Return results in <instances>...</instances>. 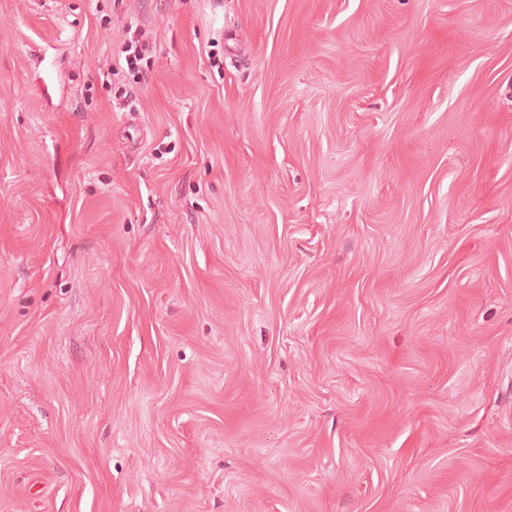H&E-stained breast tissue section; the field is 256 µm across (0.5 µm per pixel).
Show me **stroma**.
Listing matches in <instances>:
<instances>
[{"mask_svg": "<svg viewBox=\"0 0 512 512\" xmlns=\"http://www.w3.org/2000/svg\"><path fill=\"white\" fill-rule=\"evenodd\" d=\"M0 512H512V0H0ZM124 39L123 53H125L124 60L129 72L137 73V75L144 72L142 68L143 60L149 49L148 42L143 38V31L136 26L130 25L126 28Z\"/></svg>", "mask_w": 512, "mask_h": 512, "instance_id": "1", "label": "stroma"}]
</instances>
